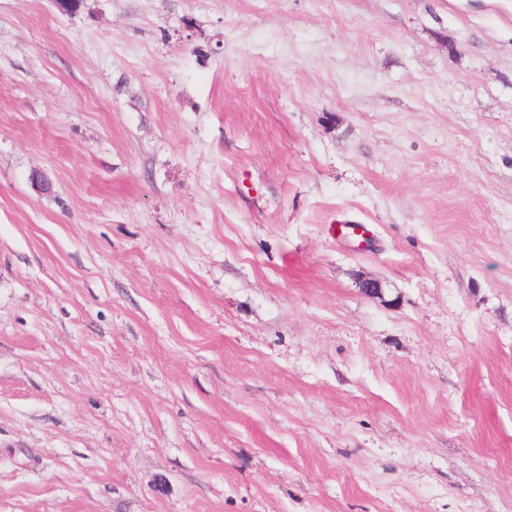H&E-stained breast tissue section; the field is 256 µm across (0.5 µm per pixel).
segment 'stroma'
I'll return each instance as SVG.
<instances>
[{"label":"stroma","mask_w":512,"mask_h":512,"mask_svg":"<svg viewBox=\"0 0 512 512\" xmlns=\"http://www.w3.org/2000/svg\"><path fill=\"white\" fill-rule=\"evenodd\" d=\"M0 512H512V0H0Z\"/></svg>","instance_id":"1"}]
</instances>
